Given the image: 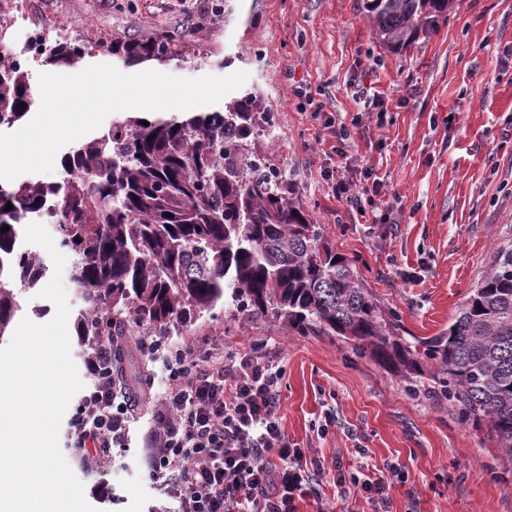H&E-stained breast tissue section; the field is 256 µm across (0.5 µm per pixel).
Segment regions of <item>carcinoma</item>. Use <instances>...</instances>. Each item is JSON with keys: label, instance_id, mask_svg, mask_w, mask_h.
Wrapping results in <instances>:
<instances>
[{"label": "carcinoma", "instance_id": "cac0c4a2", "mask_svg": "<svg viewBox=\"0 0 512 512\" xmlns=\"http://www.w3.org/2000/svg\"><path fill=\"white\" fill-rule=\"evenodd\" d=\"M364 9L377 41L398 49L437 28L448 0H366ZM99 48L125 64L166 65L183 52L162 33ZM36 50L48 66H71L88 48ZM31 105L26 71L0 52V125ZM143 120L131 112L73 150L59 183L0 186V336L18 309L8 284L32 288L46 271L39 256L15 250L18 226L36 214L74 256L84 331L121 346L131 322L163 336L220 304L270 313L302 333L341 336L360 358L391 362L407 390L487 428L512 459V244L496 249L448 330L409 342L396 335L399 316L289 197L281 171L252 151L270 124L260 95L234 98L222 112Z\"/></svg>", "mask_w": 512, "mask_h": 512}]
</instances>
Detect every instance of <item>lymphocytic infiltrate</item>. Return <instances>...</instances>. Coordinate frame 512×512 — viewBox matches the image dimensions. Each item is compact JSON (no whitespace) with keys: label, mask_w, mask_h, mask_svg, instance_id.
<instances>
[{"label":"lymphocytic infiltrate","mask_w":512,"mask_h":512,"mask_svg":"<svg viewBox=\"0 0 512 512\" xmlns=\"http://www.w3.org/2000/svg\"><path fill=\"white\" fill-rule=\"evenodd\" d=\"M330 129L338 173H326L337 199L358 211L377 208L383 185L373 167L354 168L350 126L315 110ZM84 355L88 385L68 421L73 455L106 466L112 449L127 445L135 396L115 381L112 339L90 336ZM168 381L154 396L148 445L151 477L174 512H297L296 503L317 495L323 466L288 445L276 416L281 372L264 354L249 351L225 363L210 344L171 350Z\"/></svg>","instance_id":"lymphocytic-infiltrate-1"}]
</instances>
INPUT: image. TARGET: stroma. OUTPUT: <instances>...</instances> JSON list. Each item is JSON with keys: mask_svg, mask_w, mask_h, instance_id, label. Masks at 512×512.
<instances>
[{"mask_svg": "<svg viewBox=\"0 0 512 512\" xmlns=\"http://www.w3.org/2000/svg\"><path fill=\"white\" fill-rule=\"evenodd\" d=\"M229 23L198 21L197 0H0V50L28 51L30 86L44 72L34 41L96 43L70 73L112 63L106 44L174 35L186 55L163 66L183 78L244 71L271 124L253 149L279 167L291 197L322 224L337 254L354 260L407 336L447 328L491 262L512 243V0H455L447 19L393 51L376 40L364 0H229ZM302 95H295V88ZM388 105L366 115L365 95ZM337 122L364 119L349 151L374 167L392 221L374 223L329 193L320 176L331 140L309 101ZM212 341L225 353L261 350L282 370L277 416L289 443L320 459V497L299 512H512V469L483 432L447 405L411 396L399 377L353 356L336 336L302 334L273 315L219 307L172 329L167 348ZM151 406L139 400L128 447L105 468L68 458L97 512H158L144 445ZM399 465L382 499L343 496L338 473L364 477ZM106 483L109 492L93 489Z\"/></svg>", "mask_w": 512, "mask_h": 512, "instance_id": "35a3bbf8", "label": "stroma"}]
</instances>
